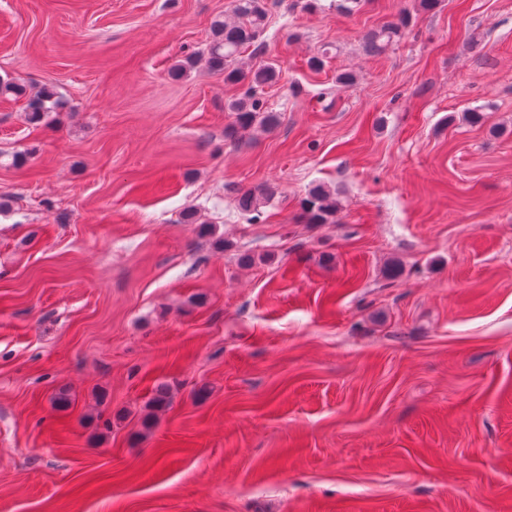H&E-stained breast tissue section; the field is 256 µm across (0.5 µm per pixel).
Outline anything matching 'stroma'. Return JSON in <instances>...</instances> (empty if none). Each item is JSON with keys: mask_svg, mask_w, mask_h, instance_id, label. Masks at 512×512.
Instances as JSON below:
<instances>
[{"mask_svg": "<svg viewBox=\"0 0 512 512\" xmlns=\"http://www.w3.org/2000/svg\"><path fill=\"white\" fill-rule=\"evenodd\" d=\"M306 2L229 139L242 86L169 70L234 0H0V77L63 100L0 98V512H512V0ZM407 20L404 17H397L387 22L380 29L373 31L368 37V46L374 53H381L389 46L398 42L405 34ZM59 96L53 87L44 86L28 99L27 116L30 124H40L59 104ZM302 218L308 224H332L336 217L338 202L333 191L325 185L309 190L301 202ZM169 401V389L167 386H157L152 395L147 399L144 405V414L141 417V426L148 431L153 426L155 413L165 408Z\"/></svg>", "mask_w": 512, "mask_h": 512, "instance_id": "1", "label": "stroma"}]
</instances>
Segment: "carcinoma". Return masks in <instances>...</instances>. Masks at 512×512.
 Here are the masks:
<instances>
[{"label":"carcinoma","mask_w":512,"mask_h":512,"mask_svg":"<svg viewBox=\"0 0 512 512\" xmlns=\"http://www.w3.org/2000/svg\"><path fill=\"white\" fill-rule=\"evenodd\" d=\"M236 20L215 19L211 24V38L206 49L191 54L171 68V74L184 76L200 64H205L215 73L224 75V82L247 83L242 96L230 101L227 110L234 113V121L228 127L229 134L246 132L255 128L270 131L278 126V115L264 107L263 94L278 76L276 67L266 65L256 70L245 71L236 66V58L247 49L259 48L265 31L267 12L262 0H236ZM407 20L398 17L373 31L368 37V46L374 53H381L398 42L405 34ZM24 85L0 79V96L19 98L25 95ZM59 104L58 93L50 86L42 87L28 99L27 116L30 124H40ZM302 218L309 224H332L336 217L338 202L333 191L325 185L309 190L301 202ZM169 401V389L157 386L144 405L141 426L148 431L153 426L155 413L165 408Z\"/></svg>","instance_id":"carcinoma-1"}]
</instances>
